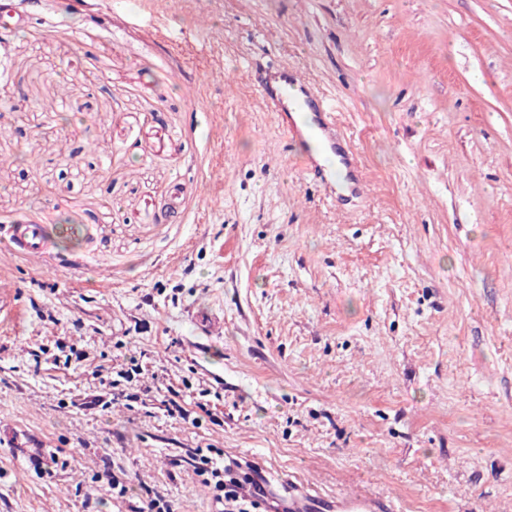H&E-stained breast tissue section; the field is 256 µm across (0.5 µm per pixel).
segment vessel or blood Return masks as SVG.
Here are the masks:
<instances>
[{"mask_svg":"<svg viewBox=\"0 0 512 512\" xmlns=\"http://www.w3.org/2000/svg\"><path fill=\"white\" fill-rule=\"evenodd\" d=\"M261 87L271 109L278 112L280 123L287 125L293 138L313 132L323 151L335 155L346 169H353L354 159L342 144L328 102L322 101L308 80L282 65L265 74ZM297 91L303 93L302 105L310 115L305 129L290 123L288 117V99ZM5 240L10 250L24 255H38L49 248L43 226L29 222L11 225ZM288 512H396V505L391 499L364 494H351L331 502L292 484L288 487Z\"/></svg>","mask_w":512,"mask_h":512,"instance_id":"1","label":"vessel or blood"}]
</instances>
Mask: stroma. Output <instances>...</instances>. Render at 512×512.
<instances>
[{"label":"stroma","mask_w":512,"mask_h":512,"mask_svg":"<svg viewBox=\"0 0 512 512\" xmlns=\"http://www.w3.org/2000/svg\"><path fill=\"white\" fill-rule=\"evenodd\" d=\"M283 60L366 194L306 173L255 77ZM21 220L52 249L0 248V512H220L206 446L281 505L293 481L512 512V0H0V229ZM132 345L158 387L136 408ZM201 387L200 424L167 416Z\"/></svg>","instance_id":"obj_1"}]
</instances>
